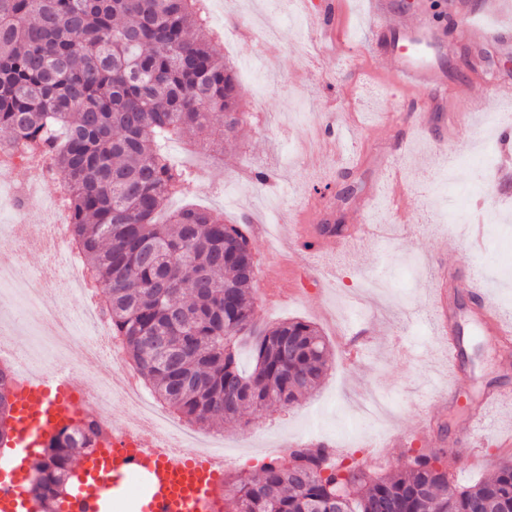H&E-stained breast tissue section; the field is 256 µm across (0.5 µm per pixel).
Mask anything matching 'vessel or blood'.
I'll return each instance as SVG.
<instances>
[{
	"instance_id": "obj_1",
	"label": "vessel or blood",
	"mask_w": 512,
	"mask_h": 512,
	"mask_svg": "<svg viewBox=\"0 0 512 512\" xmlns=\"http://www.w3.org/2000/svg\"><path fill=\"white\" fill-rule=\"evenodd\" d=\"M335 13L332 5L323 11H309L308 28L322 39H334ZM389 13L388 0H371L368 23L374 41L372 58L392 67L402 84L417 91L418 110H431L438 96L445 92L446 83L442 72L426 60L425 54L427 50L436 49L440 38L420 20L391 26ZM291 231L297 245L309 252L356 245L369 234L368 226L360 224L350 233L330 235L322 226L311 224L305 213ZM455 278L454 271L441 265L435 272L433 285L439 316L437 332L447 347L448 362L454 368L459 365L460 344L449 306L448 283ZM468 288L478 302L476 315L484 324L486 335L503 353L512 352V319L489 305L484 281L470 279ZM499 402L512 405L511 388L492 390L471 412L458 433L463 456L477 455L480 442L496 425L489 408ZM66 410L62 397L52 393L45 382L35 380L26 384L13 409L12 453L0 460V512H31L24 475L46 438L64 425ZM212 468V463L200 458L189 460L149 452L131 441L126 433L116 431L112 434V448L105 457L77 464L80 483L72 504L76 512H112L114 502L133 484L137 487L133 512H213L218 485Z\"/></svg>"
}]
</instances>
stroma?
I'll use <instances>...</instances> for the list:
<instances>
[{
  "instance_id": "35a3bbf8",
  "label": "stroma",
  "mask_w": 512,
  "mask_h": 512,
  "mask_svg": "<svg viewBox=\"0 0 512 512\" xmlns=\"http://www.w3.org/2000/svg\"><path fill=\"white\" fill-rule=\"evenodd\" d=\"M503 3L504 14L483 22L491 38L473 40L447 24L436 63L449 94L428 124L407 119L386 127L378 124L379 113L394 100L411 101L414 92L398 87L394 70L373 63L367 0H336L343 34L336 43L309 34L301 20L307 4L298 0H218L210 24L224 32L217 47L236 68L245 117L235 140L218 130L202 148L190 202L223 211L225 223L254 225L261 268L277 263L260 231L270 216L288 225L309 209L318 224L384 227L382 235L343 251H290L296 286L276 303H267L265 283L256 279L260 322H312L330 358L305 399L225 424V479L243 472L248 459L280 457L291 445L315 439L333 445L338 458L389 473L408 450L448 451L470 408L485 393L512 387V355L487 343L459 283L452 293L465 375L455 376L437 339L431 288L437 264L460 265L463 277L486 280L490 305L512 319V183L497 184L495 167L479 165L480 146L470 134L489 113L512 121V97L486 94L490 82L512 87V0ZM460 84L468 87L462 98L454 93ZM338 113L351 124L346 138L335 150L307 158L306 142ZM401 139L406 148L400 152ZM394 167L407 195L398 212L389 194ZM259 168L269 174L267 184L254 181ZM346 178L360 188L343 201L337 193ZM360 288L364 315L349 327L366 338L369 352L353 365L339 339L340 295ZM451 386L458 401L442 406L439 396ZM364 394L388 401L386 421L358 415L356 400Z\"/></svg>"
}]
</instances>
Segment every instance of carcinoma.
<instances>
[{
  "label": "carcinoma",
  "instance_id": "obj_1",
  "mask_svg": "<svg viewBox=\"0 0 512 512\" xmlns=\"http://www.w3.org/2000/svg\"><path fill=\"white\" fill-rule=\"evenodd\" d=\"M233 67L216 49L205 0H0V140L52 153L73 245L101 308L156 400L192 424L296 403L329 361L313 324L258 325L246 224L185 207L160 220L188 180L172 137L243 122ZM248 351L250 369L239 354ZM13 406L0 369V442ZM100 434L91 417L46 447L41 512L72 494L73 458ZM444 453L419 451L389 474L343 469L324 446L290 448L239 475L230 512H512V456L476 483L449 485Z\"/></svg>",
  "mask_w": 512,
  "mask_h": 512
}]
</instances>
